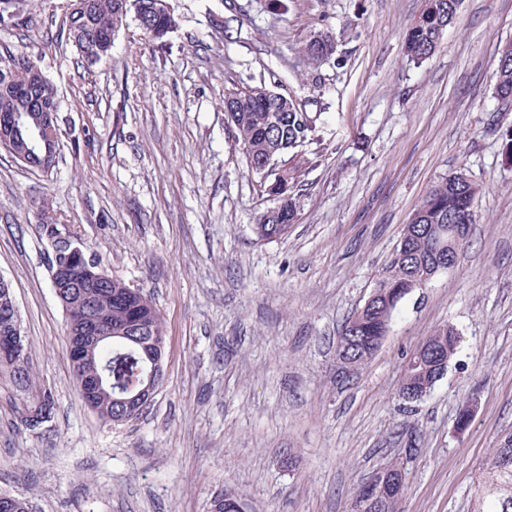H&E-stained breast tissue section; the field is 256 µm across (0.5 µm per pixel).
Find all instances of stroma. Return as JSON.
<instances>
[{"label":"stroma","mask_w":512,"mask_h":512,"mask_svg":"<svg viewBox=\"0 0 512 512\" xmlns=\"http://www.w3.org/2000/svg\"><path fill=\"white\" fill-rule=\"evenodd\" d=\"M273 2L176 0L164 42L128 21L90 67L67 39V0H16L0 23V53L29 55L59 102L52 170L0 148V277L55 405L52 430L26 431L0 379V494L33 512H209L224 489L247 512H350L361 482L395 459L399 512H470L483 462L512 432V166L501 155L512 106L493 96L512 0H461L418 66L401 41L421 0ZM236 10L230 40L222 25ZM322 30L343 67L304 55ZM271 75L321 128L299 149L298 220L268 243L252 228L272 202L227 133L224 98ZM456 172L480 189L465 248L404 301L377 352L339 375L344 322L426 192ZM48 219L161 312L166 377L136 421L101 420L73 387ZM448 324L460 343L447 373L403 405L406 360ZM284 448L294 469L278 462Z\"/></svg>","instance_id":"stroma-1"}]
</instances>
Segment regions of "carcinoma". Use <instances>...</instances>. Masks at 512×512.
Wrapping results in <instances>:
<instances>
[{"instance_id": "obj_1", "label": "carcinoma", "mask_w": 512, "mask_h": 512, "mask_svg": "<svg viewBox=\"0 0 512 512\" xmlns=\"http://www.w3.org/2000/svg\"><path fill=\"white\" fill-rule=\"evenodd\" d=\"M160 0H89V7L75 17L74 24L82 32V39L75 35L68 39L87 64L101 60L111 50V38L127 24L128 17L151 39L160 37L152 33L158 26L165 33L177 27L175 11L157 12ZM460 0H422V7L413 23L402 35V51L407 60L421 64L431 57L453 21ZM304 49L316 63L327 57L344 63L337 53V44L328 30L319 31L309 38ZM32 60L23 54H10L0 59V85L12 81L22 83L26 68ZM275 83L265 82L244 86L229 93L224 100L227 129L242 146L245 156L256 160L271 159L274 166L262 171L254 170L261 185L274 201L276 218L260 216L254 232L260 240H276L288 235V229L298 217V199L292 193L288 181V160L297 156V149L315 139L320 114L306 112L290 99L288 109L274 110L263 102L262 94L274 91ZM494 97L501 104L512 105V41L499 45ZM31 110L30 124L41 123V108L25 98H7L0 95L1 111ZM479 193L478 186L463 174L453 173L432 186L410 222L404 225L400 241L388 260L384 271L376 281V289L386 292L369 310L354 312L345 321L353 326L348 336H340V350L360 365L373 354L378 337L386 335L401 303L413 292L415 285L429 272L440 257V249L448 246V225L462 223V218L474 207ZM43 235L50 241L52 255L50 270L65 264V251L61 247L62 233L56 224L42 225ZM12 289L0 287V335L8 332L12 323ZM96 303L101 312L112 322V335L96 342L86 362L72 364V379L82 401L97 415L114 424L133 420L126 414L125 400L129 389L146 376L147 355L141 337L130 335L136 306L151 309L150 323L154 331L165 337L160 311L143 292L127 288V284L112 278V287L97 289ZM435 351L425 352L424 366L414 379L419 386H431L439 367ZM0 373L9 377L16 392V412L23 428L42 433L51 427L55 416L54 401L48 393L38 389L30 366V349L20 356L0 355ZM99 373L106 376V394L93 401L82 392L83 379ZM377 498L373 506L380 512H397L399 498L393 489V481L387 479L376 486ZM244 503L237 497L228 500L220 495L213 498L211 512H235ZM0 512H31L29 501L7 495L0 499ZM471 512H512V433L501 436L499 446L492 449L483 465V477L475 492Z\"/></svg>"}]
</instances>
